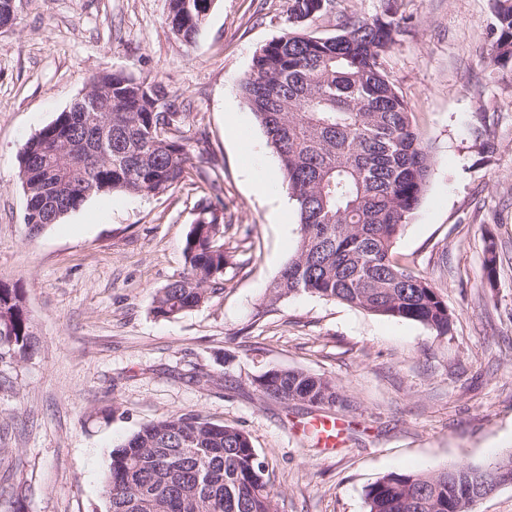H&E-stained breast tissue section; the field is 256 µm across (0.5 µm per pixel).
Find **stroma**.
<instances>
[{"label": "stroma", "mask_w": 512, "mask_h": 512, "mask_svg": "<svg viewBox=\"0 0 512 512\" xmlns=\"http://www.w3.org/2000/svg\"><path fill=\"white\" fill-rule=\"evenodd\" d=\"M413 27L386 56L430 140L425 195L394 245L438 285L448 335L310 294L269 303L298 240L279 159L239 92L256 51L288 31L287 0H214L192 45L168 0H17L0 28V280L22 288L40 350L0 391V512H106L111 452L195 410L248 432L280 512H367L395 472L493 465L512 452V68L494 66L493 0H400ZM162 81L191 164L158 195L88 199L29 236L18 156L102 72ZM224 202V291L172 319L152 296L185 269L202 196ZM500 251L484 278L486 232ZM300 368L336 380L334 448L304 405L253 380ZM210 372L214 381H202Z\"/></svg>", "instance_id": "stroma-1"}]
</instances>
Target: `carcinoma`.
Listing matches in <instances>:
<instances>
[{"instance_id":"carcinoma-1","label":"carcinoma","mask_w":512,"mask_h":512,"mask_svg":"<svg viewBox=\"0 0 512 512\" xmlns=\"http://www.w3.org/2000/svg\"><path fill=\"white\" fill-rule=\"evenodd\" d=\"M345 0H288L292 31L254 55L239 91L278 156L299 216L296 250L268 289L269 301L298 293L389 318L418 322L439 335L452 315L440 288L393 256L394 243L420 204L434 156L414 112L383 66L412 30L398 0L358 18ZM209 0H169L166 22L194 42ZM494 64L512 66V0H493ZM336 15V34L305 25ZM184 114L156 79L121 72L99 76L94 102L63 112L29 139L18 157L25 224L36 234L90 197L114 191L163 194L190 161L179 136ZM112 122V145L98 137ZM183 246L185 270L158 289L151 312L175 318L224 291V208L209 197ZM485 269L497 277L499 247L485 239ZM0 367L37 353L32 318L20 289L0 281ZM259 394L285 404L329 410L343 403L336 381L302 369L272 368L254 379ZM512 453L493 466L453 465L428 473H390L366 491L367 512H473L495 486ZM280 491L269 462L242 428L194 410L142 426L112 450L102 487L107 512H278Z\"/></svg>"}]
</instances>
